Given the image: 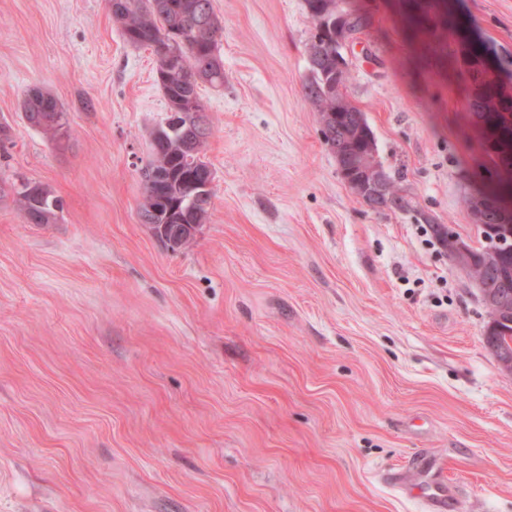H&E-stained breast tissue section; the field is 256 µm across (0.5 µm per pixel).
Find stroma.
I'll use <instances>...</instances> for the list:
<instances>
[{
    "instance_id": "35a3bbf8",
    "label": "stroma",
    "mask_w": 512,
    "mask_h": 512,
    "mask_svg": "<svg viewBox=\"0 0 512 512\" xmlns=\"http://www.w3.org/2000/svg\"><path fill=\"white\" fill-rule=\"evenodd\" d=\"M348 55L347 94L415 209L370 211L305 99L303 0H213L224 88L201 85L206 224L171 250L139 207L167 102L107 0H0V178L48 185L53 224L0 201V512H512V374L478 291L416 212L474 233L482 160L455 35L512 70V0H448L447 41L406 0ZM54 95L71 137L23 118Z\"/></svg>"
}]
</instances>
